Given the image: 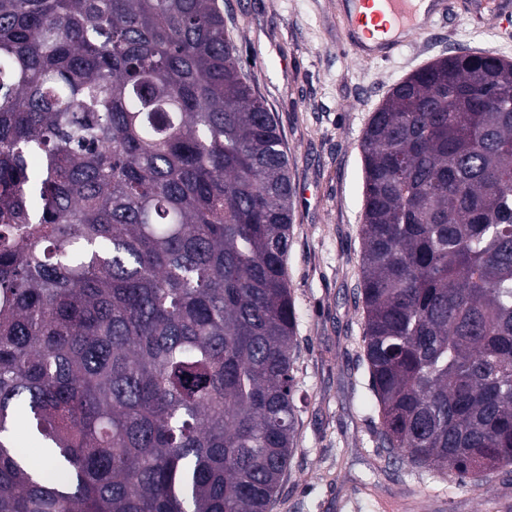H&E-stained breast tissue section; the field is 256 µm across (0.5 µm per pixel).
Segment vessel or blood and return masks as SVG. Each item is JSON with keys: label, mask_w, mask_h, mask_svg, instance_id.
I'll list each match as a JSON object with an SVG mask.
<instances>
[{"label": "vessel or blood", "mask_w": 512, "mask_h": 512, "mask_svg": "<svg viewBox=\"0 0 512 512\" xmlns=\"http://www.w3.org/2000/svg\"><path fill=\"white\" fill-rule=\"evenodd\" d=\"M419 14L418 0H349L345 45L360 59H391L395 50L415 37L429 35L434 19L445 14V0H428Z\"/></svg>", "instance_id": "1"}]
</instances>
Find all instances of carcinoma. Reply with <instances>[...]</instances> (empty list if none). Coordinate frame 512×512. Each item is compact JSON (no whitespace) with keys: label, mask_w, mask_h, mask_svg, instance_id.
Masks as SVG:
<instances>
[{"label":"carcinoma","mask_w":512,"mask_h":512,"mask_svg":"<svg viewBox=\"0 0 512 512\" xmlns=\"http://www.w3.org/2000/svg\"><path fill=\"white\" fill-rule=\"evenodd\" d=\"M361 150L376 448L475 494L512 470V59L427 63ZM294 194L224 0H0V512H271Z\"/></svg>","instance_id":"obj_1"}]
</instances>
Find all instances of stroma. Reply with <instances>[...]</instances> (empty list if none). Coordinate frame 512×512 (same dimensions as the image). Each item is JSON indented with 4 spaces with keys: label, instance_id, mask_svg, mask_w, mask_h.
Returning a JSON list of instances; mask_svg holds the SVG:
<instances>
[{
    "label": "stroma",
    "instance_id": "obj_1",
    "mask_svg": "<svg viewBox=\"0 0 512 512\" xmlns=\"http://www.w3.org/2000/svg\"><path fill=\"white\" fill-rule=\"evenodd\" d=\"M452 9L389 62L345 51L342 0H224V26L279 119L296 194L287 267L300 319L296 380L308 405L273 512H512V473L448 494L429 472L386 467L374 447L359 340L364 129L389 89L457 50L512 59V26Z\"/></svg>",
    "mask_w": 512,
    "mask_h": 512
}]
</instances>
